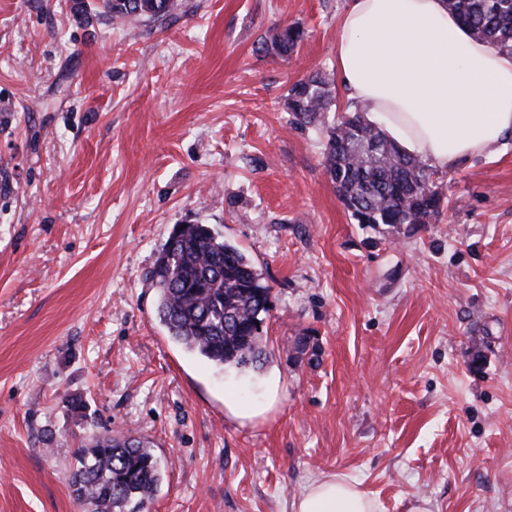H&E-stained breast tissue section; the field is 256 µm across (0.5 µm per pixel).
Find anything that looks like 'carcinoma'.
Listing matches in <instances>:
<instances>
[{"label":"carcinoma","instance_id":"obj_1","mask_svg":"<svg viewBox=\"0 0 512 512\" xmlns=\"http://www.w3.org/2000/svg\"><path fill=\"white\" fill-rule=\"evenodd\" d=\"M473 35L512 52V0H446ZM114 21L173 22L181 0H103ZM304 39L296 25L276 28L257 51L291 55ZM330 74L316 70L288 89L295 121L326 132L325 172L359 224H427L442 196L435 172L402 153L361 112L329 125L336 96ZM157 316L168 336L187 352L224 369L254 367L263 360V315L269 288L251 260L206 224L174 227L156 261ZM161 481L151 442L131 435L96 436L79 450L69 476L76 499L89 512H143Z\"/></svg>","mask_w":512,"mask_h":512}]
</instances>
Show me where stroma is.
Wrapping results in <instances>:
<instances>
[{"label":"stroma","instance_id":"35a3bbf8","mask_svg":"<svg viewBox=\"0 0 512 512\" xmlns=\"http://www.w3.org/2000/svg\"><path fill=\"white\" fill-rule=\"evenodd\" d=\"M0 0V512H85L95 434L154 444L145 512H290L340 473L381 512H512V138L438 171L427 224H360L286 96L350 0ZM306 37L257 52L270 29ZM206 224L270 289L257 369L171 341L151 273ZM179 0H103L105 13L113 21H176L181 8ZM303 39L304 31L299 26L289 25L276 28L271 31L267 39L260 43L256 50L262 53L273 52L278 56L288 57Z\"/></svg>","mask_w":512,"mask_h":512}]
</instances>
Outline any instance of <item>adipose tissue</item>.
I'll return each instance as SVG.
<instances>
[{"mask_svg": "<svg viewBox=\"0 0 512 512\" xmlns=\"http://www.w3.org/2000/svg\"><path fill=\"white\" fill-rule=\"evenodd\" d=\"M348 99L408 155L444 170L512 132V54L475 38L446 0H353L336 34ZM291 512H380L357 482L310 481Z\"/></svg>", "mask_w": 512, "mask_h": 512, "instance_id": "adipose-tissue-1", "label": "adipose tissue"}]
</instances>
